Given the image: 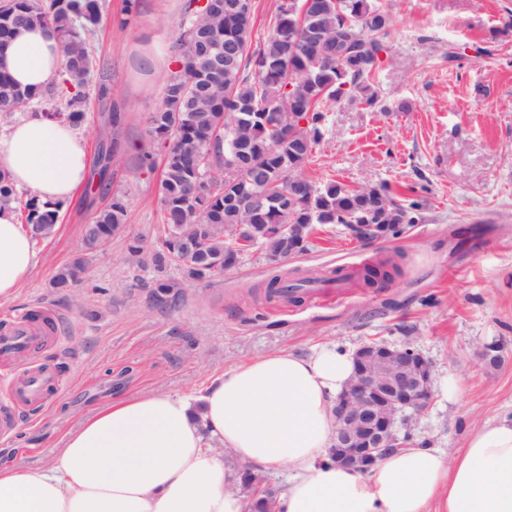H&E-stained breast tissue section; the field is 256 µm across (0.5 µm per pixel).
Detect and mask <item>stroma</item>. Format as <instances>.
Returning a JSON list of instances; mask_svg holds the SVG:
<instances>
[{
  "mask_svg": "<svg viewBox=\"0 0 512 512\" xmlns=\"http://www.w3.org/2000/svg\"><path fill=\"white\" fill-rule=\"evenodd\" d=\"M393 15L379 100L341 101L326 114L324 139L306 173L348 187L388 184L403 200L420 197L422 219L398 239L353 240L338 224L318 227L311 249L272 264L245 254L223 280L181 281L178 295L157 302V274L126 254L128 236L155 245L161 234L159 171L139 167L142 153L162 156L148 119L159 105L174 60L184 0H104L90 38L105 73L86 88L80 127L88 148L100 128L95 98L110 82L123 112L124 151L112 167V189L128 201L125 237L90 257L80 288L51 281L82 250L92 209L73 200L55 234L38 240V262L18 298L0 305V325L42 311L58 339L0 365V409L13 412L0 432V459L29 468L46 463L60 438L111 400L157 388L198 390L251 357L279 349L308 353L321 345L355 350L370 339L408 343L433 365L429 407L411 423L417 442L454 457L470 430L512 416V0H386ZM401 254V273L384 288L349 285L324 303H270L276 274H330ZM499 344L497 364L481 350ZM56 384L45 402L11 397L9 386L32 367ZM457 392L446 397L443 378Z\"/></svg>",
  "mask_w": 512,
  "mask_h": 512,
  "instance_id": "stroma-1",
  "label": "stroma"
}]
</instances>
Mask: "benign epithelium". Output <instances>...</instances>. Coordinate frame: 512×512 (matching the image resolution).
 <instances>
[{
  "label": "benign epithelium",
  "instance_id": "7a95c632",
  "mask_svg": "<svg viewBox=\"0 0 512 512\" xmlns=\"http://www.w3.org/2000/svg\"><path fill=\"white\" fill-rule=\"evenodd\" d=\"M354 356V375L336 398L329 455L365 474L388 452L407 446L413 416L433 395L432 365L407 343L370 341Z\"/></svg>",
  "mask_w": 512,
  "mask_h": 512
}]
</instances>
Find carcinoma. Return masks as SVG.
Masks as SVG:
<instances>
[{"instance_id":"cac0c4a2","label":"carcinoma","mask_w":512,"mask_h":512,"mask_svg":"<svg viewBox=\"0 0 512 512\" xmlns=\"http://www.w3.org/2000/svg\"><path fill=\"white\" fill-rule=\"evenodd\" d=\"M300 6L299 0H279L268 36L255 44L252 10L220 14L187 0L182 32L172 45L184 68L168 77L163 102L149 118L151 137L164 147L158 184L162 235L149 256L154 270L175 265L191 280L212 283L255 248L271 263L308 251L318 224H340L354 238L387 241L420 220L421 204L397 201L386 184L349 188L306 175L323 140L326 108L346 96L368 106L378 102L392 17L377 0H311L301 19ZM101 8L102 0H4L0 5V49L19 26L44 25L57 33L66 106L52 116L75 126L85 120V87L93 68L88 37L100 22ZM197 24L239 57L214 75L212 91L190 94L186 84L208 86L211 70L206 60L188 57L190 30ZM37 98L0 73L1 118L11 119ZM97 98L108 109L104 124L119 127L112 87L100 83ZM119 148L116 137L97 145L94 175L108 201L85 225L87 251L124 231L127 203L111 192ZM18 195L0 170V203L12 204ZM26 207L35 236L49 237L62 205L30 199ZM84 265L78 257L61 268L54 287H73ZM398 273L396 260L387 257L365 267L360 281L374 287ZM309 282L290 284L275 275L267 297L300 303Z\"/></svg>"}]
</instances>
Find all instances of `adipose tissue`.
<instances>
[{
  "label": "adipose tissue",
  "instance_id": "ef3b65f1",
  "mask_svg": "<svg viewBox=\"0 0 512 512\" xmlns=\"http://www.w3.org/2000/svg\"><path fill=\"white\" fill-rule=\"evenodd\" d=\"M61 60L49 28L21 26L0 52V72L40 93ZM89 167L77 128L43 113L0 135V168L41 201L72 199ZM35 264L30 229L0 205L1 302L17 298ZM353 368L352 353L333 346L278 350L193 393L112 400L62 437L47 466L0 463V512H251L241 464L286 470L277 512H512V417L486 421L452 458L415 445L365 475L332 462L336 397Z\"/></svg>",
  "mask_w": 512,
  "mask_h": 512
}]
</instances>
